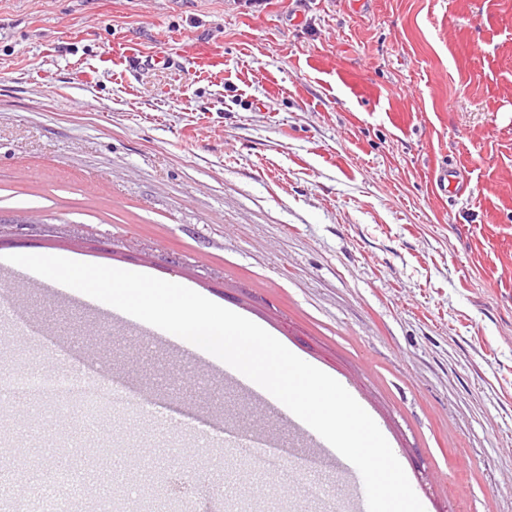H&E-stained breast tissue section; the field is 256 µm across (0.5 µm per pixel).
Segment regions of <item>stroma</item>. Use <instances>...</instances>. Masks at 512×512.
Wrapping results in <instances>:
<instances>
[{
  "instance_id": "35a3bbf8",
  "label": "stroma",
  "mask_w": 512,
  "mask_h": 512,
  "mask_svg": "<svg viewBox=\"0 0 512 512\" xmlns=\"http://www.w3.org/2000/svg\"><path fill=\"white\" fill-rule=\"evenodd\" d=\"M465 189L441 199L432 172ZM176 280L346 386L425 512H512V0H0V373L125 395L102 428L0 409V481L46 428L80 448L67 512H349L341 471L195 354L19 283L10 255ZM275 436L288 484L225 474ZM189 448L184 498L142 488Z\"/></svg>"
}]
</instances>
